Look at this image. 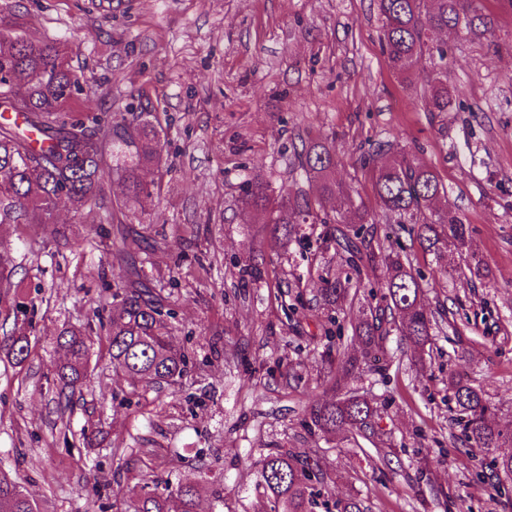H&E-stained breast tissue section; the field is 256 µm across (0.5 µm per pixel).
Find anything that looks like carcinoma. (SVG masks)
Here are the masks:
<instances>
[{"mask_svg":"<svg viewBox=\"0 0 512 512\" xmlns=\"http://www.w3.org/2000/svg\"><path fill=\"white\" fill-rule=\"evenodd\" d=\"M378 11L382 52L389 71L410 83L419 61L429 57L431 68L421 77L422 106L426 112L448 111L453 93L441 64L434 59L430 35L459 28L474 33L486 26L475 0H378ZM81 92L59 46L0 32V109L21 113L26 125L48 140L47 147L35 150L23 130L0 123V224H52L62 202L78 213L101 195L106 173L125 188L122 201L102 205L114 221L129 203L153 195L141 171L162 164L159 126L147 112L140 113L138 123L130 125L123 116L84 109L77 103ZM297 160L306 180L317 185V196L297 186L276 192L256 175L247 183L239 203L262 215L263 223L271 225V240L279 247L305 238V224L340 222L352 228V233H342L341 259L355 270L365 258L382 266L385 292L354 325L359 350L350 356L338 352L336 357L326 358L333 373L334 396L311 407L304 417L311 434L363 432L370 427L377 409L351 384L364 372L376 370L373 361L392 327L422 354L438 326L435 313L424 303L422 277L414 271L409 255L403 248H395L387 236L374 243L366 241L365 225L382 221L397 224L433 255L444 273L448 272L444 261L451 250L466 253L469 280L486 281L489 270L470 251L469 225L452 207L441 204L446 188L438 175L416 164L406 149L391 152L379 148L363 159L379 201V215L336 180L335 153L328 142L302 143ZM330 201L336 204L338 220L325 210L324 203ZM150 240L138 229L121 235L122 247L115 257L127 266L128 277L123 284L108 289L100 301L107 317L99 321V329L108 339L112 370L127 375L143 390L174 384L188 364L187 354L172 335L174 311L164 306L133 260L147 253L143 244ZM14 276L10 253L1 251L0 285L20 288L22 282ZM320 281L323 305L340 310L350 279L322 275ZM91 333L90 325L68 326L56 337L64 358L52 364L50 375L60 413L68 409L76 389L87 378ZM3 335L8 337L12 360L24 362L30 354V337L17 328ZM448 391L464 442L490 458L489 465L496 474L512 479V426L497 420L496 405L465 374H449ZM316 469L318 464L286 448H275L256 463L254 491L273 504V512H319L321 508L330 512L321 488L309 478ZM199 488V482L191 479L160 490L143 487L130 512H196ZM0 512L42 510L17 479L1 470Z\"/></svg>","mask_w":512,"mask_h":512,"instance_id":"cac0c4a2","label":"carcinoma"}]
</instances>
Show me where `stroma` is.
I'll use <instances>...</instances> for the list:
<instances>
[{
    "label": "stroma",
    "instance_id": "stroma-1",
    "mask_svg": "<svg viewBox=\"0 0 512 512\" xmlns=\"http://www.w3.org/2000/svg\"><path fill=\"white\" fill-rule=\"evenodd\" d=\"M482 7L485 34L445 39L452 106L427 112L419 87L384 63L377 0H112L108 12L96 0H0V30L67 49L85 106L148 112L164 130L163 163L144 173L154 197L128 220L153 225L151 286L189 357L177 385L137 391L95 335L90 379L58 416L46 380L62 355L56 334L96 323L104 289L125 279L112 257L121 242L96 236L105 213L95 202L78 215L60 209L63 250L50 227H0V250L24 282L0 288V321L19 310L32 319L22 366L0 341V469L22 478L43 512H117L144 484L201 472L198 512H270L252 463L272 448L312 457L325 498L357 495L365 512H512V480L503 493L483 472L448 394L449 372L465 371L512 422V0ZM316 138L333 142L337 178L373 211L360 158L405 146L445 185L492 278H446L400 233L440 328L420 369L403 336L388 337L387 364L358 384L381 408L358 447L303 425L332 396L318 276L346 273L336 227L315 225L309 242L278 249L238 205L253 175L276 187L298 178L296 151ZM249 263L265 267L260 285L242 284ZM357 281L334 341L350 353L354 323L384 291L370 263ZM80 432L93 447L73 444ZM371 447L389 449L388 462Z\"/></svg>",
    "mask_w": 512,
    "mask_h": 512
}]
</instances>
